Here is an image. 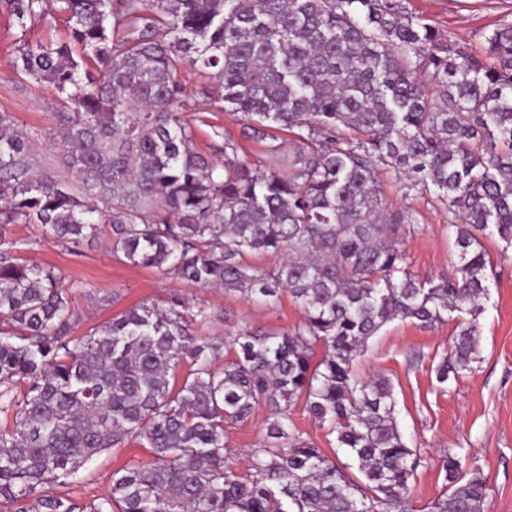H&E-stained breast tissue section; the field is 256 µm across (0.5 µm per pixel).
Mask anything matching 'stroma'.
Returning <instances> with one entry per match:
<instances>
[{
  "mask_svg": "<svg viewBox=\"0 0 512 512\" xmlns=\"http://www.w3.org/2000/svg\"><path fill=\"white\" fill-rule=\"evenodd\" d=\"M409 6L424 22L476 55L482 52L485 33L495 24L512 20V0H409ZM67 28L66 18L56 14L23 33L8 14L0 13V112L10 113L16 127L28 134L31 171L62 182L73 181L74 176L56 140L59 98L51 89L17 74L13 61L20 37L63 41ZM182 80L191 105L185 118L196 129L199 151L216 156L225 136L239 143L249 162L262 161V146L246 136L242 115L218 111L206 98V91L213 88L209 75L187 66ZM379 181L383 203L412 216L413 227L404 244L410 271L423 279L452 272L456 256L449 227L457 223V216L436 194L407 191L403 177L384 172ZM5 240L12 256L54 268L69 289V337L73 340L132 307L144 303L163 307L174 296L210 314V321L198 330L202 336L224 338L253 329L282 333L303 319L302 308L285 291L273 301L247 299L123 262L112 251V230L106 224L97 237L77 244L58 241L39 224L10 225ZM480 242L490 258L492 275L489 298L477 318L479 358L471 372L444 384L436 379V368L449 354L456 335L457 324L452 320L432 328L408 320L389 322L369 340L354 365L359 380L382 376L394 388L399 429L421 459L411 487L416 512H425L444 491L441 458L451 449L458 451L463 466L482 469L487 478V512H512V247L495 236L481 237ZM268 416V406L261 403L247 420L226 424L235 472L244 471L251 454L268 446ZM289 416L304 438L339 465L351 466V459L337 448L326 427L309 415L304 400L292 404ZM151 459L149 448L131 441L102 452L76 477L53 485L52 490L80 505L98 501L109 497L113 471Z\"/></svg>",
  "mask_w": 512,
  "mask_h": 512,
  "instance_id": "stroma-1",
  "label": "stroma"
}]
</instances>
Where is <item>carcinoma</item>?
<instances>
[{
	"mask_svg": "<svg viewBox=\"0 0 512 512\" xmlns=\"http://www.w3.org/2000/svg\"><path fill=\"white\" fill-rule=\"evenodd\" d=\"M54 5L69 41L19 38L16 71L60 97L63 156L85 199L31 174L28 137L0 112V245L10 224L72 243L110 224L127 263L247 297L286 291L305 317L224 341L194 335L211 316L174 296L71 346L69 290L53 270L1 250L0 401L13 422L0 430V512H76L49 486L130 440L153 461L113 472L110 497L88 512H414L420 458L398 429L393 387L356 381L353 365L395 319L458 321L441 383L478 358L490 267L479 235L512 245V21L474 55L406 0ZM2 9L23 32L48 16L43 0H0ZM186 65L210 71L213 106L250 121L265 164L245 161L231 139L220 162L195 149ZM271 129L293 136L286 171ZM382 171L433 189L463 218L452 225L454 274L412 275L400 248L412 219L382 203ZM263 253L280 257L273 270L248 262ZM300 397L361 481L295 430L288 408ZM260 401L273 447L235 473L224 424ZM441 466L451 490L427 512H487L483 471L451 451Z\"/></svg>",
	"mask_w": 512,
	"mask_h": 512,
	"instance_id": "carcinoma-1",
	"label": "carcinoma"
}]
</instances>
